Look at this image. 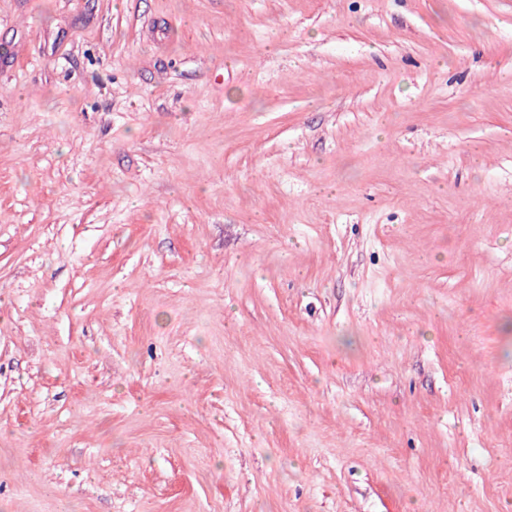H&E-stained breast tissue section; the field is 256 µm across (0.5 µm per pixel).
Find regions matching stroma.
I'll list each match as a JSON object with an SVG mask.
<instances>
[{
  "label": "stroma",
  "instance_id": "obj_1",
  "mask_svg": "<svg viewBox=\"0 0 512 512\" xmlns=\"http://www.w3.org/2000/svg\"><path fill=\"white\" fill-rule=\"evenodd\" d=\"M0 512H512V0H0Z\"/></svg>",
  "mask_w": 512,
  "mask_h": 512
}]
</instances>
